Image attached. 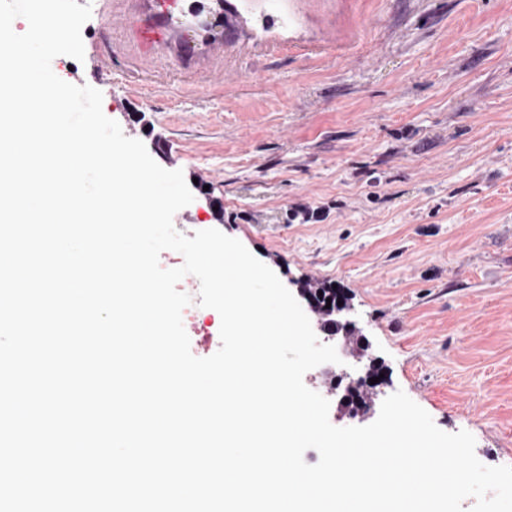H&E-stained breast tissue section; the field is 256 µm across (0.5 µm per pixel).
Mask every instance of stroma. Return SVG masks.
<instances>
[{"label":"stroma","instance_id":"stroma-1","mask_svg":"<svg viewBox=\"0 0 512 512\" xmlns=\"http://www.w3.org/2000/svg\"><path fill=\"white\" fill-rule=\"evenodd\" d=\"M61 70L163 168L207 185L187 237L238 239L289 291L334 285L384 384L512 466V0H77ZM318 213L302 224L296 206Z\"/></svg>","mask_w":512,"mask_h":512}]
</instances>
